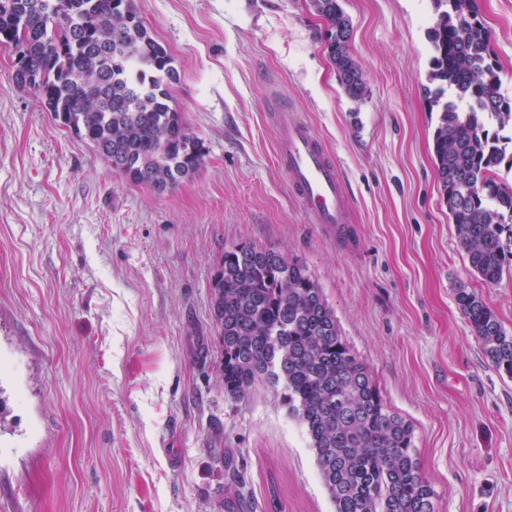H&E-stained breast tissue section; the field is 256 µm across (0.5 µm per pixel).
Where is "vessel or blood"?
<instances>
[{
	"instance_id": "1",
	"label": "vessel or blood",
	"mask_w": 512,
	"mask_h": 512,
	"mask_svg": "<svg viewBox=\"0 0 512 512\" xmlns=\"http://www.w3.org/2000/svg\"><path fill=\"white\" fill-rule=\"evenodd\" d=\"M271 120L277 128L276 157L288 174L290 189L309 223L348 237L349 200L340 168L311 127L294 113L280 109Z\"/></svg>"
}]
</instances>
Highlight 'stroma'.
I'll use <instances>...</instances> for the list:
<instances>
[{
  "label": "stroma",
  "mask_w": 512,
  "mask_h": 512,
  "mask_svg": "<svg viewBox=\"0 0 512 512\" xmlns=\"http://www.w3.org/2000/svg\"><path fill=\"white\" fill-rule=\"evenodd\" d=\"M204 145L159 193L127 181L12 79L0 48V512H334L279 391L219 384L210 282L247 242L305 264L386 402L415 430L437 512H512V377L453 299L512 333V261L471 271L441 201L425 100L432 0H342L350 99L310 0H135ZM512 99V0H477ZM288 107L339 164L352 238L308 223L275 156ZM232 449L236 472L224 469ZM455 302L486 359L498 372L512 377V334L504 330L497 314L465 285L455 288Z\"/></svg>",
  "instance_id": "stroma-1"
}]
</instances>
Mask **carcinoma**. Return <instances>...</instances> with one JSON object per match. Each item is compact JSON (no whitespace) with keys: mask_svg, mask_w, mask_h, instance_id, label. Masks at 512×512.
<instances>
[{"mask_svg":"<svg viewBox=\"0 0 512 512\" xmlns=\"http://www.w3.org/2000/svg\"><path fill=\"white\" fill-rule=\"evenodd\" d=\"M430 109L438 112L433 155L443 204L471 270L487 285L503 275L511 242L512 103L490 80L491 33L475 0H434ZM328 28L326 51L345 93H365L351 57L350 22L339 0H311ZM138 17L134 0H0V44L20 49L14 83L32 91L55 119L113 166L131 152L126 180L164 192L203 164L202 143L171 105L179 80L167 49ZM498 131L490 133L492 125ZM224 393L247 397L258 383L280 388L288 413L305 428L335 512H436L421 475L414 429L385 401L368 367L340 334L306 267L273 249L241 242L224 248L210 283ZM455 302L486 359L512 378V334L474 290Z\"/></svg>","mask_w":512,"mask_h":512,"instance_id":"1","label":"carcinoma"}]
</instances>
